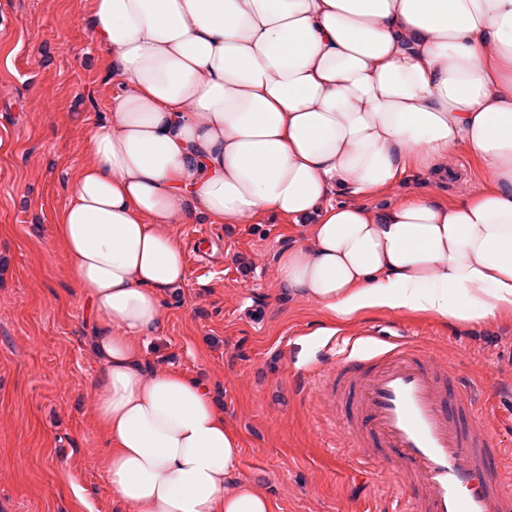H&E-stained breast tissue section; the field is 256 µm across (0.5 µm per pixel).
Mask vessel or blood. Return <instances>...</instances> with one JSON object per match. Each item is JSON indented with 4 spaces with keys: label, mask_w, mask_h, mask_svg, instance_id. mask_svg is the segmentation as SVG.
I'll return each instance as SVG.
<instances>
[{
    "label": "vessel or blood",
    "mask_w": 512,
    "mask_h": 512,
    "mask_svg": "<svg viewBox=\"0 0 512 512\" xmlns=\"http://www.w3.org/2000/svg\"><path fill=\"white\" fill-rule=\"evenodd\" d=\"M328 394L352 398L350 446L396 468L409 512H512V475L493 466L501 443L477 424L460 378L424 350L395 342L370 357L345 354Z\"/></svg>",
    "instance_id": "vessel-or-blood-1"
}]
</instances>
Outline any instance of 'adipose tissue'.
I'll return each mask as SVG.
<instances>
[{
    "label": "adipose tissue",
    "instance_id": "ef3b65f1",
    "mask_svg": "<svg viewBox=\"0 0 512 512\" xmlns=\"http://www.w3.org/2000/svg\"><path fill=\"white\" fill-rule=\"evenodd\" d=\"M117 91L54 234L95 318V421L127 512H275L212 387L150 365L177 224L301 227L284 297L481 324L512 314V0H89ZM464 153L454 200L375 194Z\"/></svg>",
    "mask_w": 512,
    "mask_h": 512
}]
</instances>
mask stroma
<instances>
[{"instance_id": "35a3bbf8", "label": "stroma", "mask_w": 512, "mask_h": 512, "mask_svg": "<svg viewBox=\"0 0 512 512\" xmlns=\"http://www.w3.org/2000/svg\"><path fill=\"white\" fill-rule=\"evenodd\" d=\"M84 0H0V512H124L101 466L91 314L66 276L53 226L88 160V128L109 117L112 85ZM451 176L407 171L385 200L432 187L455 198L483 176L460 154ZM186 282L164 303L152 366L205 379L241 438L240 470L278 512H404L392 468L377 482L350 454L348 406L325 380L349 345H419L475 396L479 423L512 442V315L484 325L402 311L352 323L282 298L280 251L298 225L179 224Z\"/></svg>"}]
</instances>
